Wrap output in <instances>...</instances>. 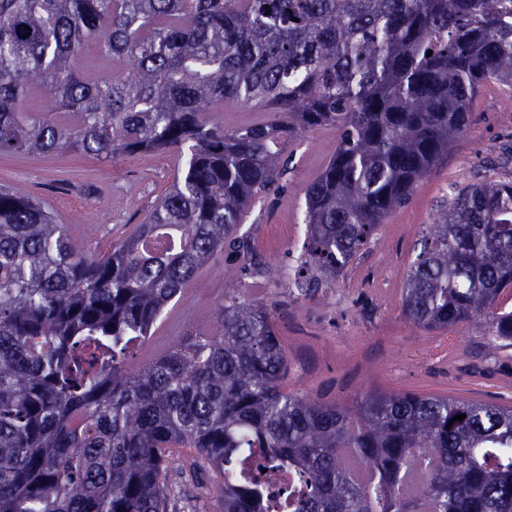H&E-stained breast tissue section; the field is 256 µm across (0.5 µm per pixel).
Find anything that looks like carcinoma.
<instances>
[{
  "label": "carcinoma",
  "mask_w": 512,
  "mask_h": 512,
  "mask_svg": "<svg viewBox=\"0 0 512 512\" xmlns=\"http://www.w3.org/2000/svg\"><path fill=\"white\" fill-rule=\"evenodd\" d=\"M495 82L512 87V0H0V156L187 151L146 222L99 255L0 188V512H169L178 448L224 474L221 512H271L249 454L296 475L287 512H512V406L289 391L271 304L232 294L214 330L128 364L226 253L245 276L317 296ZM36 94L53 107L28 110ZM228 100L277 117L226 128ZM325 126L336 151L304 192L285 274L238 226L283 187V144ZM439 210L405 318L474 324L511 347L512 181L469 184ZM164 227L175 242L148 247Z\"/></svg>",
  "instance_id": "obj_1"
}]
</instances>
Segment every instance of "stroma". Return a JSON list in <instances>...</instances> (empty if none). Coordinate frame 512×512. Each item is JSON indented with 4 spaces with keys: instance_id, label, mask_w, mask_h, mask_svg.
<instances>
[{
    "instance_id": "35a3bbf8",
    "label": "stroma",
    "mask_w": 512,
    "mask_h": 512,
    "mask_svg": "<svg viewBox=\"0 0 512 512\" xmlns=\"http://www.w3.org/2000/svg\"><path fill=\"white\" fill-rule=\"evenodd\" d=\"M338 134L320 128L286 145L290 172L271 203L243 216L241 232L253 238L264 262L291 264L304 237V190L336 150ZM182 160L177 153L132 156L101 163L87 156L0 157V186L56 197L78 244L91 254L144 223ZM486 178L512 180V90L487 85L475 101L469 129L451 145L411 200L389 215L371 243L316 299L289 296L286 288L240 273L219 257L202 268L181 299L158 322L151 341L135 345L131 364L149 360L186 330H211L229 294L277 302L275 320L288 355V387L324 400L354 401L369 391L512 404V347L490 352V337L462 324L427 331L401 308L402 290L422 229L439 202ZM218 471L204 469L183 449L169 475L170 512H217Z\"/></svg>"
}]
</instances>
